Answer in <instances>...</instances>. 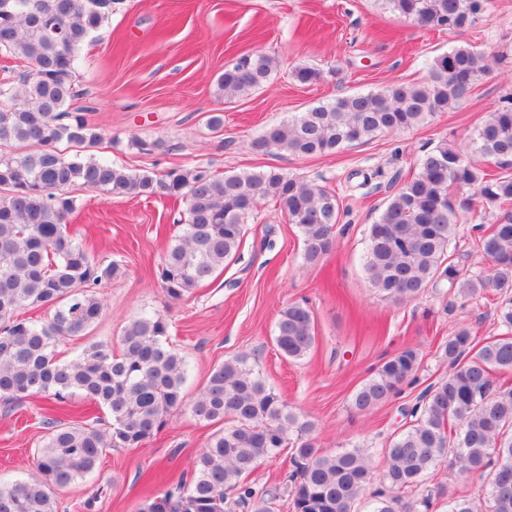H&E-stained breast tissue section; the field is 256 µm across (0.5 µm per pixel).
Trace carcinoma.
Wrapping results in <instances>:
<instances>
[{
  "mask_svg": "<svg viewBox=\"0 0 512 512\" xmlns=\"http://www.w3.org/2000/svg\"><path fill=\"white\" fill-rule=\"evenodd\" d=\"M383 9L422 27L450 33L472 26L488 0H378ZM112 0H0V401L41 396L62 410L69 395L106 409L112 426H66L44 420L36 473L0 482V512H55L51 490L84 478L108 448L138 446L185 406V357L168 341L166 317L135 316L112 345L93 342L75 358H60V343L89 335L102 315L99 288L119 271L72 235L76 211L71 189L117 197L175 199L185 204L178 235L167 247L159 278L168 298L179 300L237 254L248 219L270 201L302 235L306 263L334 248L340 203L325 184L278 168L258 173L214 174L173 167L162 174L132 172L88 152L102 134L71 109L78 97L73 77L82 47L91 42ZM503 58L470 44L433 57L424 78L393 83L377 92L352 93L313 106L269 126L250 142L296 156L334 153L381 133L418 126L439 112L461 107L482 76ZM279 70L276 58L256 51L224 67L216 79L226 100L247 95ZM300 84L323 78L315 67L290 72ZM477 154L493 164H476ZM498 209L488 230L458 223L476 206ZM488 273L466 265L470 254L450 251L465 232ZM364 271L381 298L413 301L442 281L468 301L494 293L497 334L475 340L463 324L437 346L448 376L428 385L405 424L382 449L384 466L355 447L333 453L318 448L314 423L292 411L241 353L214 367L190 404L197 420L219 425L199 449L191 471L169 488L145 497L138 512H278L287 495L292 512H512V383L493 373L512 371V96L489 113L465 148L440 143L423 154L418 171L403 181L370 225ZM54 309L44 321L24 310ZM309 306L293 302L279 311L274 342L285 358L300 360L316 345ZM419 354L405 348L385 360L353 393L351 408L366 413L419 381ZM289 456L285 492L248 481L257 464ZM445 468L483 480L487 495L473 500L446 484L418 492L429 472Z\"/></svg>",
  "mask_w": 512,
  "mask_h": 512,
  "instance_id": "1",
  "label": "carcinoma"
}]
</instances>
